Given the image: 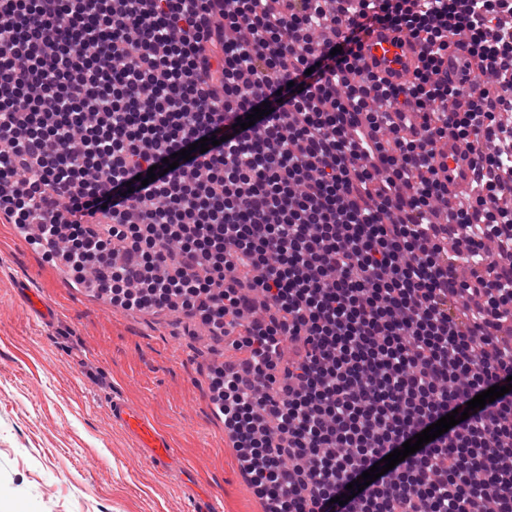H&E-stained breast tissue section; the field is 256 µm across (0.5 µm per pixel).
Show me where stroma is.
I'll list each match as a JSON object with an SVG mask.
<instances>
[{"label":"stroma","instance_id":"1","mask_svg":"<svg viewBox=\"0 0 512 512\" xmlns=\"http://www.w3.org/2000/svg\"><path fill=\"white\" fill-rule=\"evenodd\" d=\"M18 236L0 223V512H200L213 500L222 512H266L212 410L223 341L66 286ZM26 288L56 307L54 323L30 313ZM113 398L166 433V470L112 424Z\"/></svg>","mask_w":512,"mask_h":512}]
</instances>
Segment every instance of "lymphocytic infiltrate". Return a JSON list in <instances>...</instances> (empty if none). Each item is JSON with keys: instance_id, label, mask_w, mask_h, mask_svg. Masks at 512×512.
<instances>
[{"instance_id": "lymphocytic-infiltrate-1", "label": "lymphocytic infiltrate", "mask_w": 512, "mask_h": 512, "mask_svg": "<svg viewBox=\"0 0 512 512\" xmlns=\"http://www.w3.org/2000/svg\"><path fill=\"white\" fill-rule=\"evenodd\" d=\"M371 25L411 78L363 63ZM0 218L231 336L211 386L267 512H512V391L335 502L512 376V0H0ZM362 54L369 64L393 82L408 79L419 63L418 50L402 33L393 30H376L363 37ZM437 154L442 155L445 169L440 172L441 179L448 181V189L452 192L461 190L470 180L472 172L462 156L466 151L465 143L455 132H448V137L441 139L436 146Z\"/></svg>"}]
</instances>
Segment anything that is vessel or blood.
I'll use <instances>...</instances> for the list:
<instances>
[{
  "label": "vessel or blood",
  "mask_w": 512,
  "mask_h": 512,
  "mask_svg": "<svg viewBox=\"0 0 512 512\" xmlns=\"http://www.w3.org/2000/svg\"><path fill=\"white\" fill-rule=\"evenodd\" d=\"M362 54L368 63L376 65L384 77L396 83L408 79L419 63L414 44L405 35L393 30H378L365 36ZM436 151L445 164L440 173L442 180L447 181L449 190H461L472 176L463 160L466 151L464 142L452 132L438 142ZM109 416L112 423L121 425L136 436L143 447L151 449L152 460L157 466H167L170 459L169 442L144 408L114 399L109 403Z\"/></svg>",
  "instance_id": "b4317fda"
}]
</instances>
